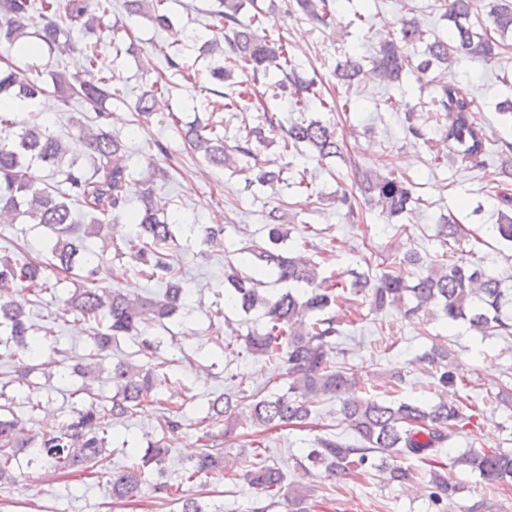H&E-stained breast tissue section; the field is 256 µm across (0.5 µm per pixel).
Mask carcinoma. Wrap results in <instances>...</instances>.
I'll use <instances>...</instances> for the list:
<instances>
[{"instance_id": "carcinoma-1", "label": "carcinoma", "mask_w": 512, "mask_h": 512, "mask_svg": "<svg viewBox=\"0 0 512 512\" xmlns=\"http://www.w3.org/2000/svg\"><path fill=\"white\" fill-rule=\"evenodd\" d=\"M164 0H125L129 14L145 16L160 29L172 28L168 14L160 9ZM297 14L323 27L329 26V0H289ZM444 16L453 23L450 40L435 37L428 41L413 19L403 18L400 39L381 33L371 60L378 80L386 85L400 82L403 74L413 67V58L419 45H425L426 59L418 68L426 70L432 64L444 66L435 77L436 95L430 102L433 118L440 127L448 153L435 155V160L480 165L489 154L506 156L495 175L512 179V142L496 143L476 125L472 118L474 99L459 83L448 78V70L460 57L486 65L493 61L497 51L506 46L505 38L512 36V0H442ZM112 8V0H96L95 9L88 8V0H0V42L29 45L28 28L34 30L38 44L57 49L61 38L74 33L91 34L115 28H103V17ZM242 0H220L215 12L213 36L202 50L217 57L211 78L228 84L223 93L224 109L237 110L247 91L243 83H233V72L224 68L221 60L229 54L243 72L253 75L267 73L275 68L294 74L295 65L280 41L270 40L257 33L255 25L263 23L255 14L248 21L239 19ZM486 20L479 19L480 14ZM476 21H471V18ZM103 36L84 43L87 50L86 71L96 74L91 80L80 75L55 73L53 89L39 78L29 76L19 68L8 65L0 68V102L23 101L34 105L48 95L66 105L77 97L84 108L94 113L95 125L77 126V138L84 145L83 153L71 155L69 144L53 135L44 123L41 113H30L31 119L13 139H0V224H44L54 234L50 258L44 262L35 259H12L0 256V335L6 336L4 346L13 343L28 348L39 357L45 347L34 335L33 325L24 309L9 300L11 286L48 289L46 271L76 274L79 287L70 300V308L84 320L101 327L92 336L93 350L86 355L89 371L97 364L112 342L120 336H138V354L153 359L161 340L138 335L143 324L161 323L169 318L189 288L180 271L169 261L164 250L177 245L166 203L152 189L145 190L141 206L128 218L134 226V239L118 244L109 243L113 252L106 265L92 261L79 264L80 244L73 207L81 206L90 217L87 228L97 236H107L109 225L102 217L127 214L123 188L131 172L127 163L125 145L109 130L110 113L106 103L112 98V72L105 69L98 50ZM361 63L352 56L336 68V78L346 86L357 78ZM166 86L157 80L145 89L135 106L137 119H150L157 114L165 98ZM268 130L280 136L287 152L302 153L306 148L321 160L341 156L340 139L336 129L321 120H285L263 113ZM181 135L190 149L202 155L210 165L230 168L236 163L234 153L253 160L255 182L263 185L280 180L281 171L268 168L257 152L250 147L224 145V136L217 126L188 122ZM35 163L52 170L62 165V185L34 183L28 169ZM364 204L379 210V215L391 219L408 211L416 202L413 183L405 178L366 173L359 181ZM499 209L495 234L512 243V188L498 195ZM277 210L268 212L265 245L252 250L261 262L259 271L275 277L291 289L271 299L256 287L255 279L236 268L225 276L224 288L229 303L244 311L264 309L266 327L261 333L246 336L245 346L253 354L278 358L286 366L287 391L254 401L250 418L263 429L303 421L311 414L314 399L331 395L342 399V413L360 440L350 445L331 437L317 440L307 460L313 467H321L336 477L361 476L369 466L385 471L389 479L402 481L408 472L390 460L400 456L428 459L437 454L455 436L457 422L463 420L459 407L443 399L425 406L419 402H387L355 395L354 374L336 366L331 356L333 339L340 335L336 316L328 310L347 300L346 294L361 296L374 311L398 306L405 298L414 305L405 310V316L439 310L448 319V325L465 322L482 336L512 339V289L504 280L487 273L480 265L463 260L440 261L426 271H410L420 265L415 253L406 254L393 270L382 274L377 282L363 272L346 281L343 274L319 277L316 263L303 257L300 251L310 246L304 240L299 250L284 249L288 232L280 224ZM436 237L441 246L460 243L461 225L448 214L440 217ZM130 257L139 265V274L148 281L165 286V299L139 297L114 288L105 281L119 278L124 258ZM422 362L435 369L439 383L446 387L455 384L456 375L448 369V350L434 347L421 357ZM110 379L115 393L110 404L89 406L79 410L59 429L43 432L36 438L24 435L21 421L0 406V482L15 478L14 466L18 454L26 446L30 462H49L58 469L89 468L107 459V431L112 422L130 418L144 401L155 398L162 388L170 385V374L165 363H155L143 369L130 361L112 365ZM232 399L221 394L208 402V419L213 423L227 422L231 415ZM168 449L158 441H148L139 463L112 472L106 481L112 502L121 503L143 494L146 484L145 469L161 465ZM476 470L487 481L512 482V452L479 453L469 450L456 459ZM227 468V456L222 448H207L193 461V474L219 477ZM246 477L260 493L273 499L287 501L288 512H309L306 494L297 489H285V477L279 468L265 460L249 464ZM432 500L451 502L459 487L442 473L431 474Z\"/></svg>"}]
</instances>
